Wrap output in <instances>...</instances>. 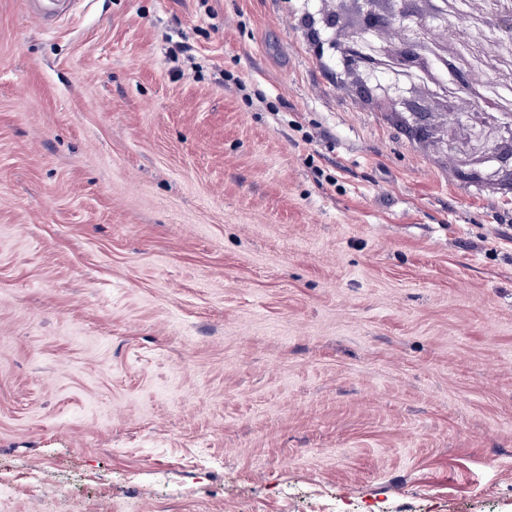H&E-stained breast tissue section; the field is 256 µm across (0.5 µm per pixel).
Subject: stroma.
Returning a JSON list of instances; mask_svg holds the SVG:
<instances>
[{"label":"stroma","mask_w":512,"mask_h":512,"mask_svg":"<svg viewBox=\"0 0 512 512\" xmlns=\"http://www.w3.org/2000/svg\"><path fill=\"white\" fill-rule=\"evenodd\" d=\"M337 5L0 0V512H512V192ZM82 0H28L29 14L39 24L44 25L56 17L76 9Z\"/></svg>","instance_id":"obj_1"}]
</instances>
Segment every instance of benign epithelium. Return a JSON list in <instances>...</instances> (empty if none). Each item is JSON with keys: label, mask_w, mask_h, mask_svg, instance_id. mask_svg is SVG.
<instances>
[{"label": "benign epithelium", "mask_w": 512, "mask_h": 512, "mask_svg": "<svg viewBox=\"0 0 512 512\" xmlns=\"http://www.w3.org/2000/svg\"><path fill=\"white\" fill-rule=\"evenodd\" d=\"M453 10L447 0H346L335 11L320 17L324 27L339 35L337 50L347 75L369 100L386 104L393 112L409 114L421 136L456 154L459 172L465 179L503 185L512 190V113L496 119L487 115L479 89L466 80L473 63L459 46L437 44L422 33L416 16L426 12L441 20ZM403 26L405 35L398 47L365 48L370 35L393 24ZM499 27L507 30L501 61L508 64L512 44V12L499 14ZM432 86L444 112L453 99L466 93L477 101L467 115L471 128L465 141L455 138L448 120L437 121L418 97L420 86Z\"/></svg>", "instance_id": "7a95c632"}]
</instances>
